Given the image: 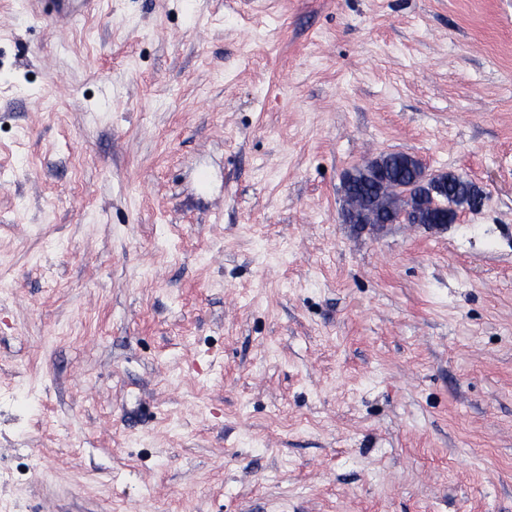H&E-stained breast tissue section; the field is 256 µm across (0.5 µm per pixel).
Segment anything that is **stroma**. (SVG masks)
Returning <instances> with one entry per match:
<instances>
[{
  "instance_id": "35a3bbf8",
  "label": "stroma",
  "mask_w": 512,
  "mask_h": 512,
  "mask_svg": "<svg viewBox=\"0 0 512 512\" xmlns=\"http://www.w3.org/2000/svg\"><path fill=\"white\" fill-rule=\"evenodd\" d=\"M0 283V512H512V0H0ZM403 155L404 153L400 152L379 155L385 156L387 160L384 175L385 183L380 181L356 184L351 188L352 196L358 201L366 202L375 209H380L381 205L384 206V201L380 198V195L389 193V188L409 184L412 178L410 172L405 170L400 164V159Z\"/></svg>"
}]
</instances>
